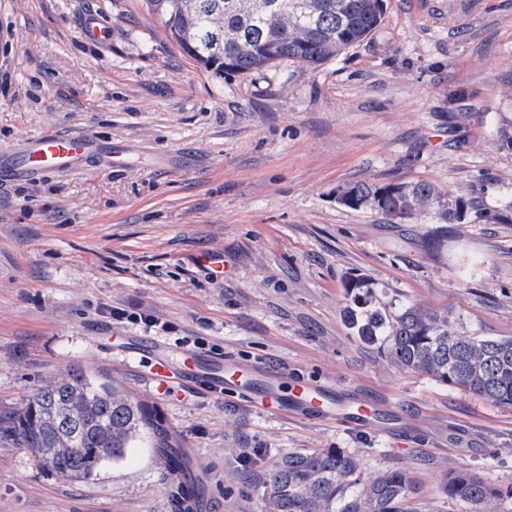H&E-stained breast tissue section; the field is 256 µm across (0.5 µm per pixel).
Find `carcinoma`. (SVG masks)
<instances>
[{"instance_id":"carcinoma-1","label":"carcinoma","mask_w":512,"mask_h":512,"mask_svg":"<svg viewBox=\"0 0 512 512\" xmlns=\"http://www.w3.org/2000/svg\"><path fill=\"white\" fill-rule=\"evenodd\" d=\"M166 37L215 75L250 73L283 60L317 69L363 42L379 25L385 0H145ZM349 208H369L406 219L441 203L442 193L426 182L345 186ZM490 223L508 213L483 211L471 198L457 197L438 211L447 224L467 213ZM348 324L367 343L382 341L391 360L435 381L512 407V338L462 335L448 314L415 305L387 309L365 278L345 284ZM18 445L37 451L39 465L71 481L94 476L118 460L141 435L151 440L164 468L176 470L171 433L147 403L123 387L98 383L82 371L50 379L33 394L10 427ZM269 512H408L417 494L413 476L390 468L369 483L357 463L338 449L298 450L280 459L265 477ZM444 495L466 512H493L512 498L504 486L479 472L448 474Z\"/></svg>"}]
</instances>
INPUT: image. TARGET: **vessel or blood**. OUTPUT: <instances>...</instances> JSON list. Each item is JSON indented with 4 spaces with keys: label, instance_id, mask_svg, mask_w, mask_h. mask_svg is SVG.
I'll return each mask as SVG.
<instances>
[{
    "label": "vessel or blood",
    "instance_id": "vessel-or-blood-1",
    "mask_svg": "<svg viewBox=\"0 0 512 512\" xmlns=\"http://www.w3.org/2000/svg\"><path fill=\"white\" fill-rule=\"evenodd\" d=\"M82 37L89 42L105 44L112 39L110 27L97 15L88 13L79 25ZM108 170L113 166L112 148L98 139L79 133L45 131L23 139L19 144L0 149V182L18 176L54 173H82L89 167ZM151 375L158 387L186 380L201 382L212 392L221 394L235 390L250 395L255 402L276 411L319 422L348 420L361 427H386L391 422V409L380 402L362 399L356 402L354 414H346V401L335 390L309 384L283 374L269 372L259 363L238 364L227 361L219 365L204 363L188 353L179 366H172L168 357L156 356ZM203 502L195 478L181 477L173 508L175 512H201Z\"/></svg>",
    "mask_w": 512,
    "mask_h": 512
}]
</instances>
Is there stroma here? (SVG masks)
<instances>
[{
  "label": "stroma",
  "instance_id": "35a3bbf8",
  "mask_svg": "<svg viewBox=\"0 0 512 512\" xmlns=\"http://www.w3.org/2000/svg\"><path fill=\"white\" fill-rule=\"evenodd\" d=\"M112 28L86 43L83 14ZM467 97L452 105L451 93ZM512 0H386L380 25L320 68L288 61L215 76L165 37L143 0H0V148L43 130L123 148L118 169L0 184V512H172L176 479L147 443L63 480L8 429L47 380L77 368L154 406L212 512H268L283 454L337 448L361 478L409 470L431 512L471 469L512 484V408L392 363L344 320L364 276L390 307L448 313L460 333L512 337V223L433 210L399 221L340 205L352 182L425 181L489 210L512 202ZM224 254L212 277L197 257ZM150 314L168 330L118 321ZM138 336L175 355L287 368L410 417L384 433L272 413L244 395L158 392Z\"/></svg>",
  "mask_w": 512,
  "mask_h": 512
}]
</instances>
